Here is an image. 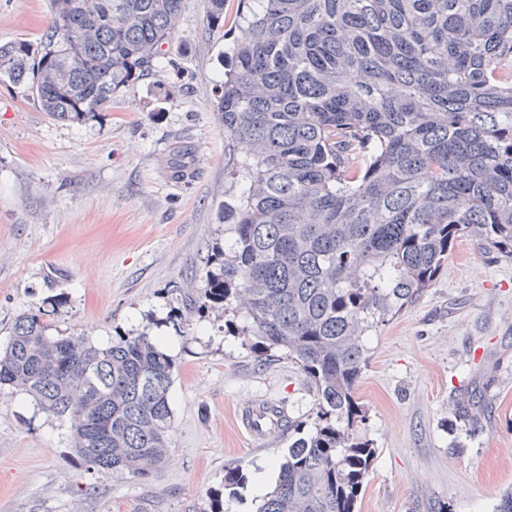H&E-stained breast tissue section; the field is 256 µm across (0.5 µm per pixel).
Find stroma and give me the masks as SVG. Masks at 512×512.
<instances>
[{"mask_svg": "<svg viewBox=\"0 0 512 512\" xmlns=\"http://www.w3.org/2000/svg\"><path fill=\"white\" fill-rule=\"evenodd\" d=\"M207 0H185L161 62L92 119L51 118L0 77V348L40 308L54 336L99 348L142 332L175 364L165 460L147 478L87 471L67 424L0 388V512H248L264 466H278L314 401L284 352L257 358L242 317L198 311L224 231V127L217 114L232 36L213 33ZM49 0H0V46L39 43ZM190 174L173 178L175 148ZM357 434L376 450L360 512H492L512 490V258L459 239L440 277L365 336ZM476 395L475 421L451 408ZM273 402L293 428L252 441L238 407ZM239 469L241 482L224 475Z\"/></svg>", "mask_w": 512, "mask_h": 512, "instance_id": "1", "label": "stroma"}]
</instances>
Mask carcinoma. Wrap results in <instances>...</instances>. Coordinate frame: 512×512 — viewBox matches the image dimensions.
<instances>
[{
	"label": "carcinoma",
	"mask_w": 512,
	"mask_h": 512,
	"mask_svg": "<svg viewBox=\"0 0 512 512\" xmlns=\"http://www.w3.org/2000/svg\"><path fill=\"white\" fill-rule=\"evenodd\" d=\"M225 0L208 23L224 29ZM217 101L241 190L224 204L199 310L236 302L259 357L281 349L315 402L262 512H357L375 448L355 435L363 337L437 279L454 242L512 257V0H241ZM40 45L0 75L81 124L159 62L183 0H50ZM38 310L0 386L70 423L95 473L147 477L168 450L174 362L146 332L108 348Z\"/></svg>",
	"instance_id": "1"
}]
</instances>
